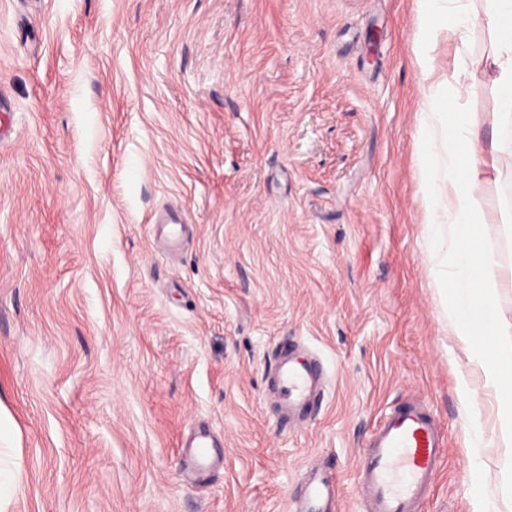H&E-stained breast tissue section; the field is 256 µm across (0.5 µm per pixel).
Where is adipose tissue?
<instances>
[{
    "mask_svg": "<svg viewBox=\"0 0 512 512\" xmlns=\"http://www.w3.org/2000/svg\"><path fill=\"white\" fill-rule=\"evenodd\" d=\"M420 0L418 55L424 74H432L427 53L440 32L455 39L448 64V89H464L461 75L467 56L466 32L482 25L492 37L488 68L497 88L495 127L512 125V0ZM426 192L424 203L434 230H447L454 269L446 276L443 310L469 348V363L479 367L497 402L495 436L507 453L500 465L501 482L512 493V319L494 313L497 260L485 244L481 172L496 168L501 151L498 137L482 142L469 113L440 104L422 113Z\"/></svg>",
    "mask_w": 512,
    "mask_h": 512,
    "instance_id": "obj_1",
    "label": "adipose tissue"
}]
</instances>
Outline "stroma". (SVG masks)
Wrapping results in <instances>:
<instances>
[{"instance_id":"obj_1","label":"stroma","mask_w":512,"mask_h":512,"mask_svg":"<svg viewBox=\"0 0 512 512\" xmlns=\"http://www.w3.org/2000/svg\"><path fill=\"white\" fill-rule=\"evenodd\" d=\"M419 27L418 0H0L10 512H291L316 460L336 512H361L365 444L408 396L445 434L423 512H473L463 458L512 512L494 395L443 311L418 143L439 98L490 140L496 89L449 96L444 34L425 77ZM484 186L512 318V150ZM169 206L188 216L174 254L150 221ZM285 338L327 378L288 426L266 382ZM201 423L224 468L199 482L180 445Z\"/></svg>"}]
</instances>
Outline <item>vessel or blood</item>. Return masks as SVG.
Segmentation results:
<instances>
[{
  "label": "vessel or blood",
  "instance_id": "obj_1",
  "mask_svg": "<svg viewBox=\"0 0 512 512\" xmlns=\"http://www.w3.org/2000/svg\"><path fill=\"white\" fill-rule=\"evenodd\" d=\"M170 226L169 242L180 248L186 216L178 207L164 211ZM276 386L282 420L310 414L323 396L324 373L316 356L295 357L293 349L279 351L268 368ZM444 436L420 400L411 399L390 410L370 435L358 468L359 484L367 512H423L440 464ZM198 477L205 478L220 465L213 434L198 426L184 448ZM336 489L312 466L307 494L298 512H335Z\"/></svg>",
  "mask_w": 512,
  "mask_h": 512
}]
</instances>
